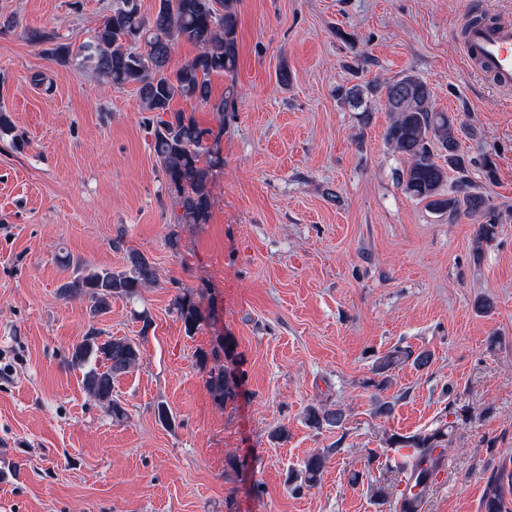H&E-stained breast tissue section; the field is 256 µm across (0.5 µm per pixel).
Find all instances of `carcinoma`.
<instances>
[{
	"mask_svg": "<svg viewBox=\"0 0 512 512\" xmlns=\"http://www.w3.org/2000/svg\"><path fill=\"white\" fill-rule=\"evenodd\" d=\"M237 13L229 0H159L151 17L141 13L139 0H121L95 30L92 41L78 52L102 79L114 86H135L144 111L153 113L150 149L165 177L171 200L173 223L204 224L211 207L210 179L213 170L224 166L219 142L224 133V112L228 101L211 99L210 78L230 74L237 67ZM193 44L194 58L172 70L169 67L175 43ZM143 45L138 52L133 46ZM377 92V88L366 90ZM360 87L336 89L342 101L361 102L366 92ZM384 104L391 115L385 141L400 155L405 166L398 182L410 197L425 203L432 211L454 219L464 214L478 223L475 253L492 242L502 216L489 199L475 191L468 177L472 159L461 149L458 116L435 109L434 94L426 81L413 73L391 80L382 88ZM181 98L210 107L218 117V129L203 127L191 114L176 110L172 103ZM457 173L448 183V173ZM158 281L154 264L142 253H127L126 269L82 267L74 278L59 288L62 298L87 297L96 313L108 309L114 296L133 297L138 289ZM174 309L184 331L193 335L201 326L203 314L189 296L175 298ZM140 358L139 346L126 337L100 340L90 332L74 347L71 364L86 368L84 385L90 394L108 404L112 419L126 417L121 404L112 398V385L118 376L131 372ZM413 360L418 368L430 363L431 354L395 348L379 361L376 371L383 374L396 364ZM207 384L222 403L238 395L241 375L226 366L209 368ZM308 424L316 429L338 427L344 422L339 410L312 406ZM447 433L440 429L407 437H392L393 448H410L400 471L430 476L427 464L434 455H443ZM327 461L314 453L304 462L303 483L310 487L320 478ZM484 512H503L499 486L492 487L483 500Z\"/></svg>",
	"mask_w": 512,
	"mask_h": 512,
	"instance_id": "carcinoma-1",
	"label": "carcinoma"
}]
</instances>
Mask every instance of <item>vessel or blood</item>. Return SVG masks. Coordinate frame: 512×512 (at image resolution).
Masks as SVG:
<instances>
[{
	"label": "vessel or blood",
	"instance_id": "obj_1",
	"mask_svg": "<svg viewBox=\"0 0 512 512\" xmlns=\"http://www.w3.org/2000/svg\"><path fill=\"white\" fill-rule=\"evenodd\" d=\"M461 46L471 64L505 91L512 89V22L495 20L467 26Z\"/></svg>",
	"mask_w": 512,
	"mask_h": 512
}]
</instances>
